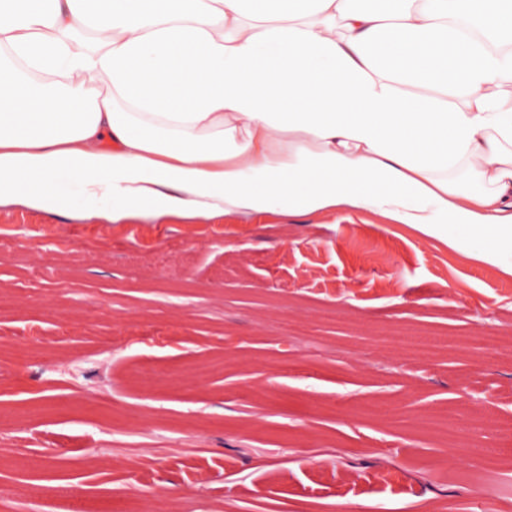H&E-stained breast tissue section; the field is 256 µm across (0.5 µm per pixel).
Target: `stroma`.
<instances>
[{
  "label": "stroma",
  "mask_w": 512,
  "mask_h": 512,
  "mask_svg": "<svg viewBox=\"0 0 512 512\" xmlns=\"http://www.w3.org/2000/svg\"><path fill=\"white\" fill-rule=\"evenodd\" d=\"M512 279L370 213L0 208V512H471Z\"/></svg>",
  "instance_id": "1"
}]
</instances>
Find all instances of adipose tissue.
<instances>
[{
	"mask_svg": "<svg viewBox=\"0 0 512 512\" xmlns=\"http://www.w3.org/2000/svg\"><path fill=\"white\" fill-rule=\"evenodd\" d=\"M512 0H0V206L368 212L512 277Z\"/></svg>",
	"mask_w": 512,
	"mask_h": 512,
	"instance_id": "1",
	"label": "adipose tissue"
}]
</instances>
